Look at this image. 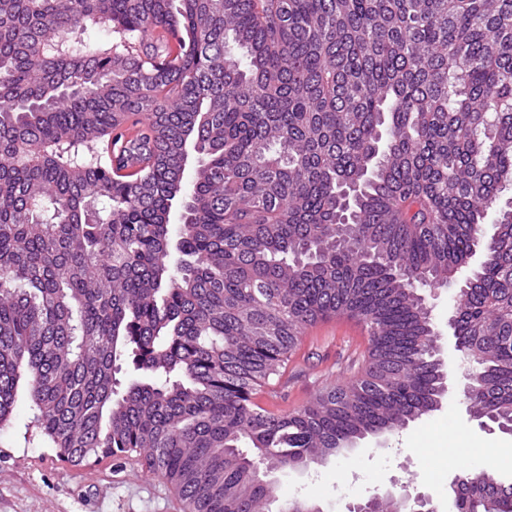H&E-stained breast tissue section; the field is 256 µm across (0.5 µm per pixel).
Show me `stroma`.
<instances>
[{
	"instance_id": "35a3bbf8",
	"label": "stroma",
	"mask_w": 512,
	"mask_h": 512,
	"mask_svg": "<svg viewBox=\"0 0 512 512\" xmlns=\"http://www.w3.org/2000/svg\"><path fill=\"white\" fill-rule=\"evenodd\" d=\"M455 293L452 287L439 289L433 301L441 353L455 387L441 409L403 431L360 440L343 455L307 470L269 474L278 499L301 495L318 501L323 512H347L349 504L367 497L405 491L428 496L435 512H448L455 471L446 460L452 448L474 458L484 449H501L496 465L512 477V433L482 427L462 401L471 367L462 363L448 332ZM366 348L367 336L355 321L317 323L279 382L258 394L259 405L291 411L319 390L356 379ZM35 414L23 394L0 425V512H184L176 488L146 470L138 453L75 464L47 442Z\"/></svg>"
}]
</instances>
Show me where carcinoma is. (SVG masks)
Instances as JSON below:
<instances>
[{
    "label": "carcinoma",
    "mask_w": 512,
    "mask_h": 512,
    "mask_svg": "<svg viewBox=\"0 0 512 512\" xmlns=\"http://www.w3.org/2000/svg\"><path fill=\"white\" fill-rule=\"evenodd\" d=\"M508 185L512 0H0V425L24 386L61 455L137 452L188 512H323L262 473L437 410L453 285L468 409L512 427ZM337 317L360 377L259 407Z\"/></svg>",
    "instance_id": "1"
}]
</instances>
